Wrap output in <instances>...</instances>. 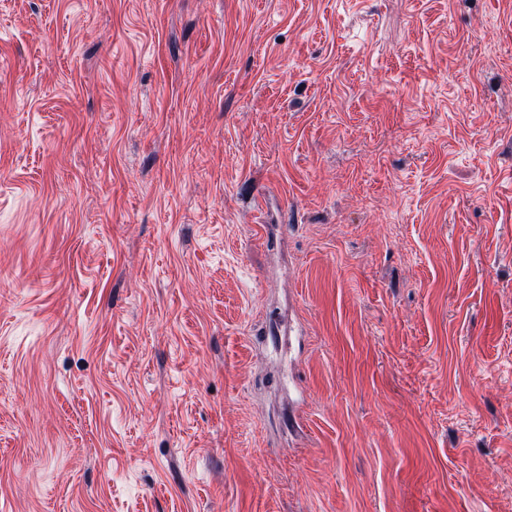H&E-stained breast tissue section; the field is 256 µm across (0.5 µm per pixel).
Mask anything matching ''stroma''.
Listing matches in <instances>:
<instances>
[{"label":"stroma","instance_id":"stroma-1","mask_svg":"<svg viewBox=\"0 0 512 512\" xmlns=\"http://www.w3.org/2000/svg\"><path fill=\"white\" fill-rule=\"evenodd\" d=\"M0 512H512V0H0Z\"/></svg>","mask_w":512,"mask_h":512}]
</instances>
